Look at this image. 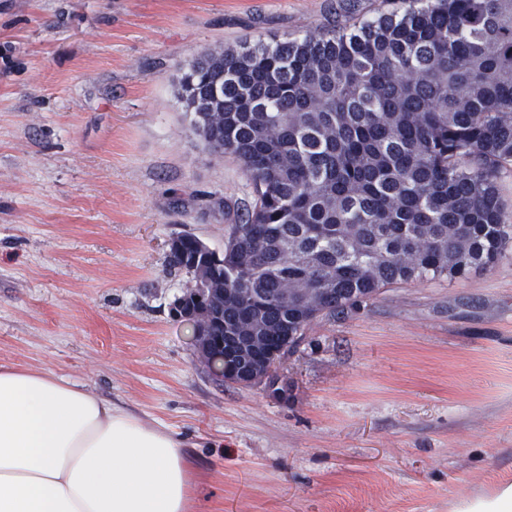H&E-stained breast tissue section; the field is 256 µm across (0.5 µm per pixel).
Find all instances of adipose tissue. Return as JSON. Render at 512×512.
Wrapping results in <instances>:
<instances>
[{"instance_id":"ef3b65f1","label":"adipose tissue","mask_w":512,"mask_h":512,"mask_svg":"<svg viewBox=\"0 0 512 512\" xmlns=\"http://www.w3.org/2000/svg\"><path fill=\"white\" fill-rule=\"evenodd\" d=\"M183 442L44 369L0 365V512H193Z\"/></svg>"}]
</instances>
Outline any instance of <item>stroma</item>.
<instances>
[{"label":"stroma","instance_id":"stroma-1","mask_svg":"<svg viewBox=\"0 0 512 512\" xmlns=\"http://www.w3.org/2000/svg\"><path fill=\"white\" fill-rule=\"evenodd\" d=\"M402 0H0V364L168 426L197 512H464L512 486V252L313 321L287 400L217 381L171 308L189 232L223 252L252 201L192 134L179 68Z\"/></svg>","mask_w":512,"mask_h":512}]
</instances>
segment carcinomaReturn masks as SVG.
Listing matches in <instances>:
<instances>
[{"instance_id": "carcinoma-1", "label": "carcinoma", "mask_w": 512, "mask_h": 512, "mask_svg": "<svg viewBox=\"0 0 512 512\" xmlns=\"http://www.w3.org/2000/svg\"><path fill=\"white\" fill-rule=\"evenodd\" d=\"M351 31L202 51L177 94L193 134L240 162L245 222L213 262L185 233L170 265L224 279L206 306L294 351L311 322L398 284L462 277L512 248V0H403ZM197 304L181 296L180 317Z\"/></svg>"}]
</instances>
